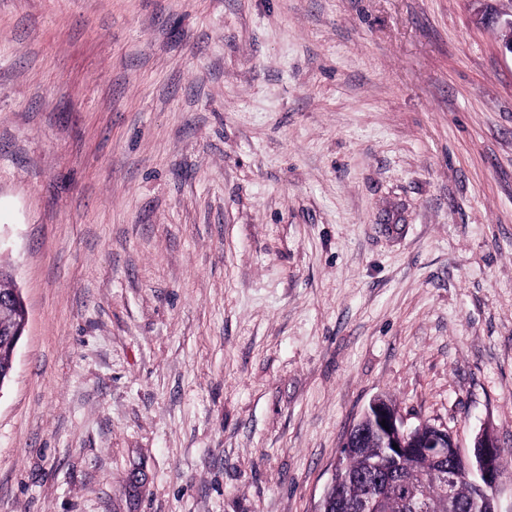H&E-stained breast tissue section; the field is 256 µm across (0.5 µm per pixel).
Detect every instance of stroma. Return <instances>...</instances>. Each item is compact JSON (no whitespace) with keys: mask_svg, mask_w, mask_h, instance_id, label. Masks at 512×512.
<instances>
[{"mask_svg":"<svg viewBox=\"0 0 512 512\" xmlns=\"http://www.w3.org/2000/svg\"><path fill=\"white\" fill-rule=\"evenodd\" d=\"M471 0H0V512H314L379 395L512 452V54ZM26 324L27 311L19 290L10 292L8 296H2V298L0 293V331L7 328L15 349Z\"/></svg>","mask_w":512,"mask_h":512,"instance_id":"35a3bbf8","label":"stroma"}]
</instances>
